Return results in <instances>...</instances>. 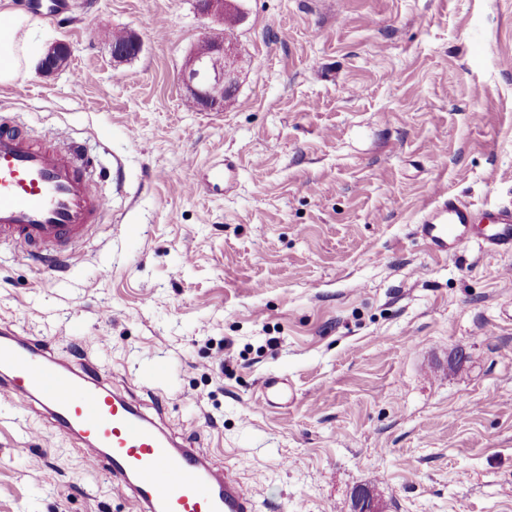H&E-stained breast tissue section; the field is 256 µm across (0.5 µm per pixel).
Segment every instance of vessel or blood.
<instances>
[{"mask_svg":"<svg viewBox=\"0 0 512 512\" xmlns=\"http://www.w3.org/2000/svg\"><path fill=\"white\" fill-rule=\"evenodd\" d=\"M89 167L80 144L40 142L0 122V243L48 270L65 268L110 208L92 188ZM416 232L437 256L477 238L511 255L512 203L478 207L440 191L423 204ZM7 396L38 403L55 428L87 447L90 466H107L138 512H257L246 487L193 441L169 435L139 400L0 327V397Z\"/></svg>","mask_w":512,"mask_h":512,"instance_id":"1","label":"vessel or blood"}]
</instances>
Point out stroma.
<instances>
[{
  "label": "stroma",
  "mask_w": 512,
  "mask_h": 512,
  "mask_svg": "<svg viewBox=\"0 0 512 512\" xmlns=\"http://www.w3.org/2000/svg\"><path fill=\"white\" fill-rule=\"evenodd\" d=\"M238 5L221 111L180 79L217 30L194 0L29 6L70 55L0 84V117L83 143L111 207L65 273L0 246V325L137 395L258 512H352L364 485L384 512H512V256L416 233L439 189L512 202V0ZM86 456L0 399V512H137ZM126 34L124 31H112L106 32L103 37L110 42H120L124 41ZM111 47L113 57L118 60L130 58L141 51V43L133 34H129L123 43L111 44Z\"/></svg>",
  "instance_id": "1"
}]
</instances>
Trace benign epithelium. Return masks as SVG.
Returning a JSON list of instances; mask_svg holds the SVG:
<instances>
[{"mask_svg":"<svg viewBox=\"0 0 512 512\" xmlns=\"http://www.w3.org/2000/svg\"><path fill=\"white\" fill-rule=\"evenodd\" d=\"M196 6L202 16L222 24L236 4L233 0H196ZM203 44L206 45L205 50L195 49L188 56L181 78L186 90L199 106L220 111L224 109V96L236 91L231 61L233 36L228 31L217 40H203ZM140 51L141 43L133 34L128 35L124 42L112 45V55L118 60L130 58ZM66 55L65 45L52 48L42 61L43 72L51 73L59 68ZM353 512H377L375 502L362 488L354 492Z\"/></svg>","mask_w":512,"mask_h":512,"instance_id":"benign-epithelium-1","label":"benign epithelium"}]
</instances>
